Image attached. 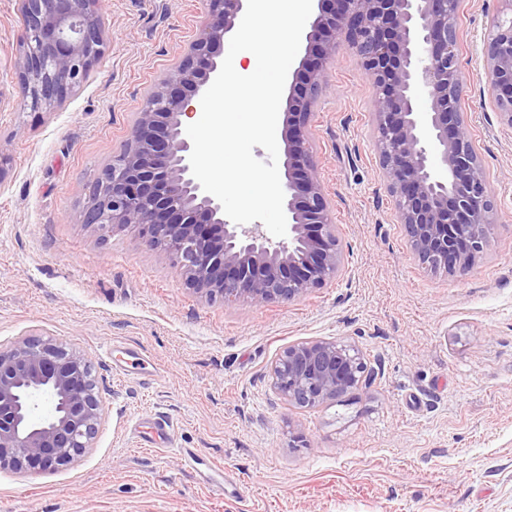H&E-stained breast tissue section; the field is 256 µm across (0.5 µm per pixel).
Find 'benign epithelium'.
I'll list each match as a JSON object with an SVG mask.
<instances>
[{
	"label": "benign epithelium",
	"mask_w": 512,
	"mask_h": 512,
	"mask_svg": "<svg viewBox=\"0 0 512 512\" xmlns=\"http://www.w3.org/2000/svg\"><path fill=\"white\" fill-rule=\"evenodd\" d=\"M101 0H20L26 15L15 75L24 105L53 112L103 53ZM246 0H207L188 52L154 86L119 154L89 192L84 223L102 237L129 231L179 267L187 287L230 304L291 302L336 277L341 265L331 202L309 158L312 108L324 65L344 45L373 88L378 161L411 249L433 271H462L491 242L495 202L460 112L459 0H321L310 24L317 46L307 76L288 98L283 184L287 235L232 224L203 191L189 162L182 117L220 71L224 39ZM485 47L488 82L512 128V0ZM290 404L315 407L368 377L356 346L311 340L288 347L270 369ZM50 409L39 411L43 399ZM103 417L91 362L38 335L0 345V470H56L92 447Z\"/></svg>",
	"instance_id": "obj_1"
}]
</instances>
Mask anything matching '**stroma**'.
<instances>
[{
	"label": "stroma",
	"instance_id": "obj_1",
	"mask_svg": "<svg viewBox=\"0 0 512 512\" xmlns=\"http://www.w3.org/2000/svg\"><path fill=\"white\" fill-rule=\"evenodd\" d=\"M103 55L55 112L14 76L18 0H0V344L40 334L91 360L105 414L93 446L53 472L0 471V512H512V127L482 44L501 0H460V110L496 204L490 247L461 273L424 268L378 164L373 89L342 49L326 65L310 158L332 205L342 266L291 302L227 305L130 233L84 224L88 191L146 95L188 51L204 0H102ZM354 344L371 371L313 408L272 388L301 341ZM139 347L127 375L108 347ZM173 423L175 453L141 440ZM218 461L240 494L184 466ZM124 350L125 351L122 353L126 358L117 360L115 364L120 363V366L123 367L126 372L142 374L154 370V364L145 351L137 348H125Z\"/></svg>",
	"mask_w": 512,
	"mask_h": 512
}]
</instances>
